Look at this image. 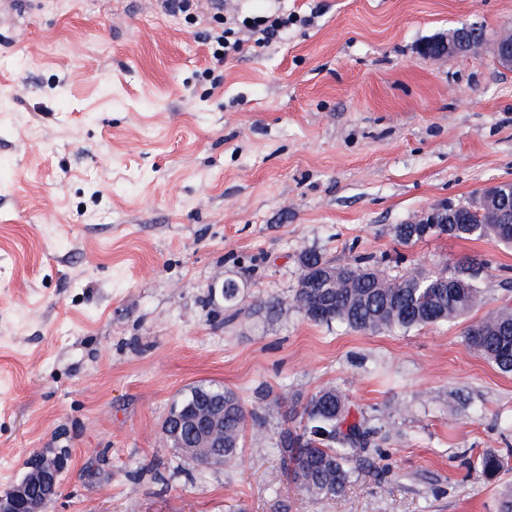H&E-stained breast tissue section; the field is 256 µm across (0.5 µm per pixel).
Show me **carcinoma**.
Segmentation results:
<instances>
[{
	"label": "carcinoma",
	"instance_id": "cac0c4a2",
	"mask_svg": "<svg viewBox=\"0 0 512 512\" xmlns=\"http://www.w3.org/2000/svg\"><path fill=\"white\" fill-rule=\"evenodd\" d=\"M492 213L469 214L462 207L456 223L432 225L429 235L459 239H490L512 247V224H494ZM301 275L293 303L304 318L316 324L333 321L363 333L391 332L451 321L484 303L478 285L479 269L448 267L424 272L408 270L389 277L367 257L335 265L317 251L299 257ZM467 344L504 373L512 372V307L505 304L473 324L465 335ZM185 407L204 413L223 412L222 448H197L190 456L203 464H221L236 457L248 422L264 425L263 415L247 409L232 391L217 385L198 384L179 400L165 419ZM380 428L351 415L343 393L325 388L312 395L300 411V426L282 429L281 448L289 480L322 500L345 493L352 482L353 459L381 454ZM506 458L487 451L475 469L479 480L496 478Z\"/></svg>",
	"mask_w": 512,
	"mask_h": 512
}]
</instances>
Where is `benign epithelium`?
Returning a JSON list of instances; mask_svg holds the SVG:
<instances>
[{
  "label": "benign epithelium",
  "mask_w": 512,
  "mask_h": 512,
  "mask_svg": "<svg viewBox=\"0 0 512 512\" xmlns=\"http://www.w3.org/2000/svg\"><path fill=\"white\" fill-rule=\"evenodd\" d=\"M496 58L505 68H512V35L499 33L494 37ZM473 50V45L462 37L451 34L439 36L419 46V52L427 57L442 58L452 54H466ZM512 193V181L498 182L486 188L468 207L470 211H482L486 202L493 199L506 203ZM455 207L434 209L419 220L416 232L425 235L431 224H446L452 218ZM60 464L55 459L39 457L28 465L22 479L8 491L0 494V512H44L60 492Z\"/></svg>",
  "instance_id": "1"
}]
</instances>
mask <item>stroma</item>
Instances as JSON below:
<instances>
[{
    "label": "stroma",
    "instance_id": "obj_1",
    "mask_svg": "<svg viewBox=\"0 0 512 512\" xmlns=\"http://www.w3.org/2000/svg\"><path fill=\"white\" fill-rule=\"evenodd\" d=\"M299 21L214 64L160 0H13L0 17V493L61 457L49 512H500L512 375L465 340L479 312L378 334L308 321L299 257H373L396 275L483 264L512 305V248L394 227L512 180V70L492 34L512 0H224ZM477 24L489 39L418 46ZM240 285L229 318L215 282ZM265 416L202 465L162 424L190 387ZM381 426L383 457L342 496L288 488L287 395L323 388ZM462 35L439 36L419 46V52L427 57L442 58L452 54H466L474 49ZM507 459L496 451H486L479 459L475 469L476 478L479 480H492L496 478L507 464Z\"/></svg>",
    "mask_w": 512,
    "mask_h": 512
}]
</instances>
